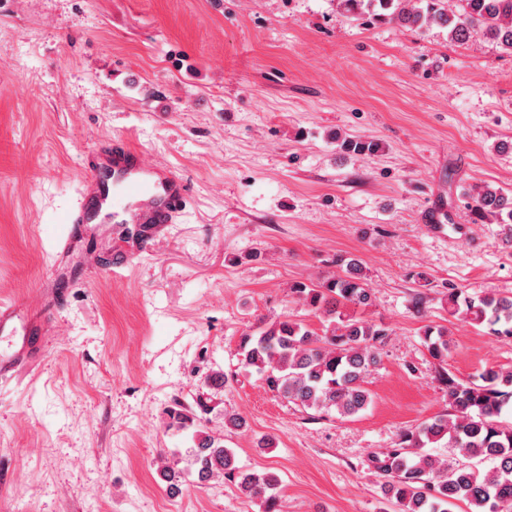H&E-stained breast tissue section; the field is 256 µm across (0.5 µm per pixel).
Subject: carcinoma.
<instances>
[{"instance_id":"1","label":"carcinoma","mask_w":512,"mask_h":512,"mask_svg":"<svg viewBox=\"0 0 512 512\" xmlns=\"http://www.w3.org/2000/svg\"><path fill=\"white\" fill-rule=\"evenodd\" d=\"M337 0V7L375 22H399L418 30L438 26L464 44L473 36L489 40L512 54V0ZM473 223L482 224L512 201L489 187L469 193ZM338 273L319 283L298 282L291 292L317 316L321 332L285 317L242 336L240 363L253 368L263 385L279 397L305 409H331L353 417L371 403L367 378L377 364L379 346L392 332L383 322H368L343 312L348 306L373 304L362 264L340 263ZM448 312L461 314L499 340H512V298L448 292ZM448 332L430 326L423 340L430 355L448 360ZM448 409L402 431L394 448L375 454L371 463L384 479L388 498L398 512H451L464 502L469 512H512V426L500 421L512 410V370L489 369L467 381L440 374ZM169 426L188 429L194 415L169 413ZM446 442L464 462L450 469L425 448ZM191 464L198 479L222 475L235 481L263 504V512H284L280 480L269 471H244L224 440L194 431Z\"/></svg>"}]
</instances>
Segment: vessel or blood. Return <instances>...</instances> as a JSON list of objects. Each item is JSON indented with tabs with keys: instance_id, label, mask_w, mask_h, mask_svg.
<instances>
[{
	"instance_id": "vessel-or-blood-1",
	"label": "vessel or blood",
	"mask_w": 512,
	"mask_h": 512,
	"mask_svg": "<svg viewBox=\"0 0 512 512\" xmlns=\"http://www.w3.org/2000/svg\"><path fill=\"white\" fill-rule=\"evenodd\" d=\"M187 187L167 167L149 163L128 142L113 146L85 179V189L71 224H92L99 218L112 220L132 232L145 224H171L185 209ZM37 313L15 301L0 303V333L8 331L30 343L38 331Z\"/></svg>"
}]
</instances>
